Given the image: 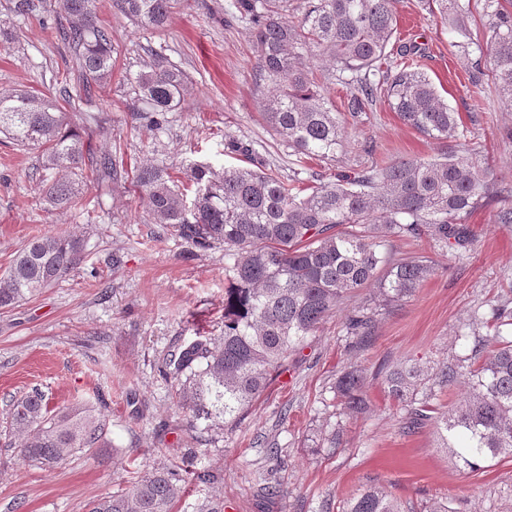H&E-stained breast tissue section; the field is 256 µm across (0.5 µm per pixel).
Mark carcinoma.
<instances>
[{"instance_id": "carcinoma-1", "label": "carcinoma", "mask_w": 512, "mask_h": 512, "mask_svg": "<svg viewBox=\"0 0 512 512\" xmlns=\"http://www.w3.org/2000/svg\"><path fill=\"white\" fill-rule=\"evenodd\" d=\"M253 25L255 82L266 90L262 114L297 159L333 160L344 147V121L320 87L350 88L351 116L384 101L399 119L446 150L435 158H402L371 166L352 179L321 183L304 198L294 180L247 167L220 171L206 163L191 170L194 198L186 202L163 164L140 167L132 186L146 199L155 223L166 224L195 247L224 244L232 272L224 289V334L197 336L169 360V376L180 403L198 420L235 423L273 375L319 328L324 318L359 288L370 287L381 305L413 296L437 271L424 255L392 259L385 243L430 235L445 248L467 251L474 235L467 217L484 201L497 204L496 220L512 224V185L488 178L480 142L465 143L458 157V114L441 96L411 44L392 42L399 0H236ZM450 32L463 38L450 46L466 50L470 0H425ZM184 0H112V8L145 30L164 29ZM66 24L51 30L70 49L85 91L112 77V45L96 17V0H60ZM484 26L491 33V80L501 100L512 105V12L500 0H483ZM322 65L314 67L310 59ZM146 109L158 116L181 106L191 83L177 65L155 55L134 78ZM89 120L31 92H0V135L41 150L44 169L60 176L48 186L45 202L66 208L78 195L75 176L86 168L101 183L127 179L123 163L93 155L90 139L73 130ZM83 242L71 236L42 235L24 243L0 275V310L8 311L61 282L78 264ZM512 308H491V320L469 323V354L421 365L399 361L375 372L403 411L408 433L437 428L452 459L474 469L478 463L512 457ZM374 313L358 311L346 332L359 348L372 336ZM368 370L350 366L336 379L344 408L363 413ZM456 383L466 395L451 412L431 404L435 389ZM10 427L20 436L18 453L51 467L75 450L98 446L106 420L87 407L51 409L35 391L17 400ZM176 468L145 472L124 491L89 504L87 512H171L181 486ZM346 512H403L399 501L379 486L360 491Z\"/></svg>"}]
</instances>
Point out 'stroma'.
I'll list each match as a JSON object with an SVG mask.
<instances>
[{"mask_svg": "<svg viewBox=\"0 0 512 512\" xmlns=\"http://www.w3.org/2000/svg\"><path fill=\"white\" fill-rule=\"evenodd\" d=\"M36 2L35 14L23 18L14 15L12 0H0V33L12 34L0 36V92L22 89L55 100L68 88L65 110L99 114L97 152L122 157L127 168L162 161L183 187L195 162L218 170L258 167L296 176L309 191L315 181L375 162L432 158L442 150L380 102L348 118L335 160L295 166L261 115L253 28L240 18L236 0H186L160 33L131 25L113 11L112 0H97V16L111 36L112 79L89 95L69 80L73 61L50 28L58 0ZM397 34L423 52L425 71L460 114V138L482 142L485 166L512 181V106L490 89L482 111L470 108L468 75L486 54L450 47L447 29L421 0H400ZM157 53L185 71L193 93L154 127L136 117L142 105L134 78ZM233 139L248 144L249 155L230 152ZM366 142L374 145L372 154L362 152ZM54 177L43 170L38 150L0 141V272L32 237L74 234L84 241L82 260L65 280L0 311V512H85L89 502L121 491L139 473L179 465L185 472L172 512H196L207 496L223 499L224 512H342L373 482L404 512H424L436 502L453 512H512V458L460 468L439 448L434 427L404 433L381 381L371 380L363 414L344 410L335 392L337 375L352 363L430 365L464 355L462 337L473 314L512 303V224L497 223L492 209L468 217L475 242L461 255L428 235L392 242V257L429 255L437 273L389 308L374 304L370 289L355 291L238 423L207 424L181 408L166 364L191 336L224 331L223 245L193 247L155 223L130 183L99 189L89 169L71 207H48L43 195ZM363 306L374 309L376 323L370 343L359 349L351 347L345 322ZM35 388L53 408L102 409V446L51 468L19 456L10 404ZM204 472L214 482L196 481ZM265 478L277 480L283 496L262 498Z\"/></svg>", "mask_w": 512, "mask_h": 512, "instance_id": "35a3bbf8", "label": "stroma"}]
</instances>
